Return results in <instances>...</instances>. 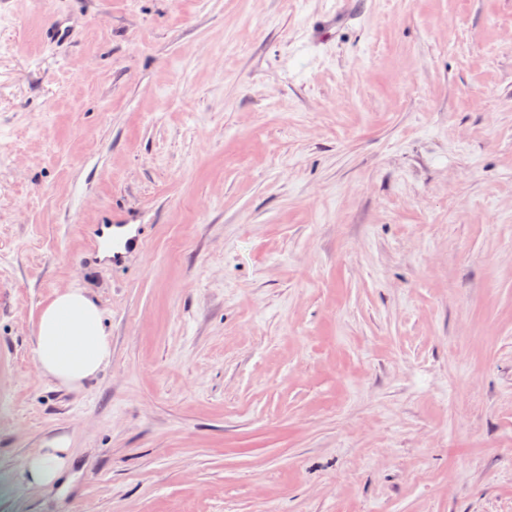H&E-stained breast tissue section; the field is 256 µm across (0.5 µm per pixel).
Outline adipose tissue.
<instances>
[{
  "mask_svg": "<svg viewBox=\"0 0 512 512\" xmlns=\"http://www.w3.org/2000/svg\"><path fill=\"white\" fill-rule=\"evenodd\" d=\"M32 353L44 378L68 390L83 387L112 357L101 306L82 288L57 293L39 314ZM68 449L65 436L46 442L27 463V481L39 487L58 483L68 464Z\"/></svg>",
  "mask_w": 512,
  "mask_h": 512,
  "instance_id": "ef3b65f1",
  "label": "adipose tissue"
}]
</instances>
